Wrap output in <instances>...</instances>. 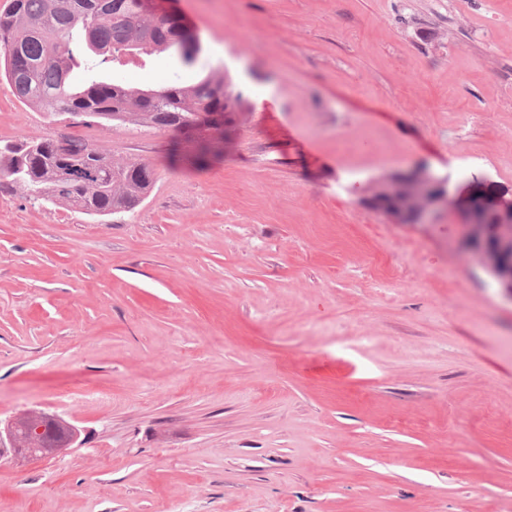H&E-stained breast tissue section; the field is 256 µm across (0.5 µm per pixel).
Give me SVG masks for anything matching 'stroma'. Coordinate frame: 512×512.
I'll return each instance as SVG.
<instances>
[{
  "mask_svg": "<svg viewBox=\"0 0 512 512\" xmlns=\"http://www.w3.org/2000/svg\"><path fill=\"white\" fill-rule=\"evenodd\" d=\"M199 66L114 79L243 99L220 160L164 132L67 129L0 80V141L73 131L150 163L132 212L0 188V419L64 414L56 456L0 452V512H512V299L463 229L363 206L418 162L512 192V0H174Z\"/></svg>",
  "mask_w": 512,
  "mask_h": 512,
  "instance_id": "1",
  "label": "stroma"
}]
</instances>
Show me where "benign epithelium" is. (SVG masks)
Here are the masks:
<instances>
[{
  "label": "benign epithelium",
  "mask_w": 512,
  "mask_h": 512,
  "mask_svg": "<svg viewBox=\"0 0 512 512\" xmlns=\"http://www.w3.org/2000/svg\"><path fill=\"white\" fill-rule=\"evenodd\" d=\"M483 185L484 182L474 180L466 194H456L430 168L415 165L375 181L362 203L395 224H431L442 208L458 214L466 227L467 257L485 267L512 296V252L486 244L484 232V225L495 224L504 240H512V197L500 195L485 212Z\"/></svg>",
  "instance_id": "obj_1"
}]
</instances>
